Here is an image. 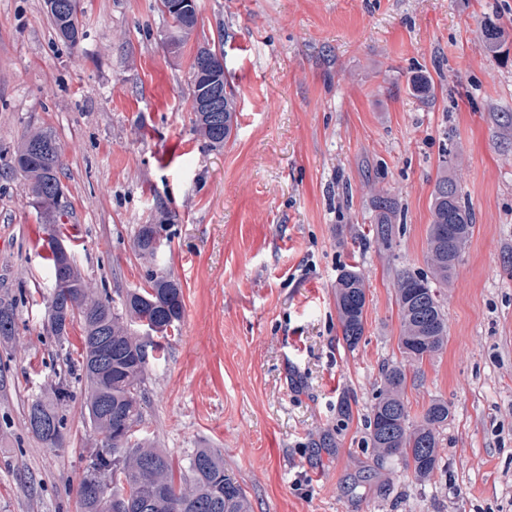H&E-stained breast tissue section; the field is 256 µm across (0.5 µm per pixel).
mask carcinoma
Masks as SVG:
<instances>
[{
  "label": "carcinoma",
  "mask_w": 512,
  "mask_h": 512,
  "mask_svg": "<svg viewBox=\"0 0 512 512\" xmlns=\"http://www.w3.org/2000/svg\"><path fill=\"white\" fill-rule=\"evenodd\" d=\"M52 2L45 0V7L57 36L77 45L69 15L82 13L81 0H62V12ZM481 35L486 49L497 52L503 37L500 24L486 17ZM211 76L209 72L190 81L192 122L210 146L220 147L233 134L235 95L226 78L221 111L198 110L197 103L206 96ZM64 169L63 150L51 129L23 134L15 152L14 170L26 181L28 199L47 233L45 242L50 250L53 288L44 331L63 346L68 343L69 329L80 326L81 347L70 374L87 384L84 405L100 442L79 483L83 512H252L246 492L224 468V457L217 449H194L177 477L168 450L139 430L148 366L167 357L171 333L177 331L184 313L180 282L160 268L157 242L167 232L171 216L162 214L159 223L138 226L134 248L147 264L148 287L127 290L117 309L57 237L58 225L73 212L60 179ZM365 188L375 212V244L389 251L394 242L397 202L373 181ZM430 211L429 274L407 269L396 273L401 359L382 364L377 397L367 416V447L376 462L398 460L420 483L430 481L442 469L441 430L451 416V405L433 400L422 417L412 422L406 389L408 381L419 375L423 361L448 344V316L435 285L448 284L475 223L472 205L463 197L461 178L448 174L446 164L438 172ZM365 281L362 271L351 269L336 281L337 317L342 340L350 350L365 331ZM16 305V298L0 295V344L8 347L14 346L17 336ZM71 398L67 380L61 379L51 387L50 395H38L28 402L25 427L45 447L62 444L65 419L61 409Z\"/></svg>",
  "instance_id": "obj_1"
}]
</instances>
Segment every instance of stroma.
<instances>
[{
    "instance_id": "stroma-1",
    "label": "stroma",
    "mask_w": 512,
    "mask_h": 512,
    "mask_svg": "<svg viewBox=\"0 0 512 512\" xmlns=\"http://www.w3.org/2000/svg\"><path fill=\"white\" fill-rule=\"evenodd\" d=\"M198 26L171 47L156 0H83L78 46L43 0H0V294L17 296L16 347L0 346V512H82L96 446L85 386L71 381L61 448L24 426L26 406L66 368L43 333L51 276L43 228L14 153L50 128L73 205L60 237L120 299L145 287L139 225H168V273L184 314L148 371L144 426L183 463L217 448L252 512H512V0H198ZM505 29L489 53L481 23ZM222 41L237 127L209 146L192 127L198 46ZM428 76L435 97L412 91ZM458 171L473 236L442 294L446 348L408 387L411 419L431 400L452 415L446 462L428 485L376 463L365 418L384 360L399 356L397 270L426 273L440 164ZM398 203L391 250L357 248L374 222L366 180ZM368 274L365 332L342 341L336 279ZM334 445L311 446L316 432Z\"/></svg>"
}]
</instances>
